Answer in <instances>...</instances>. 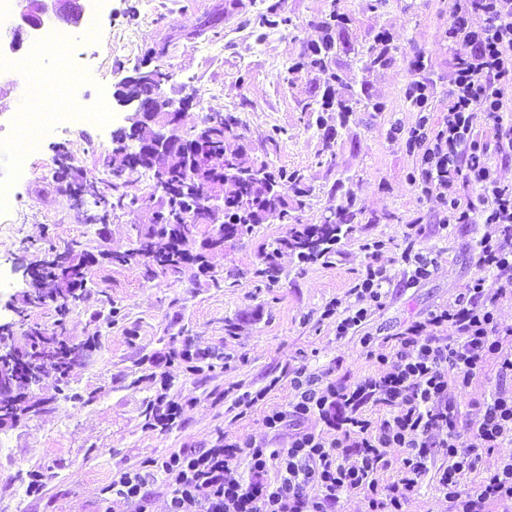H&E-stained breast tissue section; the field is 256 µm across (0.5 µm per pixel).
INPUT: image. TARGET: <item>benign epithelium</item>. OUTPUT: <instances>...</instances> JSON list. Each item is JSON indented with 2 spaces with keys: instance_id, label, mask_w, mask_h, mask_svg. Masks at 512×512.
<instances>
[{
  "instance_id": "1",
  "label": "benign epithelium",
  "mask_w": 512,
  "mask_h": 512,
  "mask_svg": "<svg viewBox=\"0 0 512 512\" xmlns=\"http://www.w3.org/2000/svg\"><path fill=\"white\" fill-rule=\"evenodd\" d=\"M19 12L12 19V48H22L24 36L30 31L42 26L43 20L56 15L62 18L63 23L69 27L80 25L85 13L84 0H18ZM161 80V69L148 61L134 68L131 75L124 77L113 93L116 106L126 111V122L137 124L150 130L148 136L136 140V146L126 142H115L112 155L122 159L133 155L140 159L167 158L172 154L185 157L203 153L204 141L196 139L187 141L180 132V119L183 109L188 104L186 100H175L166 94H161L157 102L145 106L141 111L135 112L129 108L127 89L132 84H157Z\"/></svg>"
}]
</instances>
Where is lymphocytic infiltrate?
<instances>
[{"label": "lymphocytic infiltrate", "instance_id": "obj_1", "mask_svg": "<svg viewBox=\"0 0 512 512\" xmlns=\"http://www.w3.org/2000/svg\"><path fill=\"white\" fill-rule=\"evenodd\" d=\"M456 19L445 32L459 46L448 90V118L434 135L413 131L408 139L420 156V173L411 185L418 199L437 197L447 224H494L498 237H484L477 276L453 301L431 310L424 320L397 334L391 352L379 355L384 374L355 387L341 381L320 383L318 375L295 377L296 396L288 407L266 418L271 429L291 426L287 447L224 442L212 448L178 450L158 473L121 472L112 493L130 512H151L147 486L163 482L166 512H338L343 494L362 492L367 512H402L404 502L429 474L432 449L448 459L438 471L439 491L450 512H488L493 503L512 501V459L461 491L458 476L473 469L476 443L512 442V349L492 309L512 294V184L498 171L512 158V0H457ZM495 127V144L479 139L477 113ZM477 195L462 200V188ZM388 277L368 267L353 293L361 306L342 318L336 330H358L368 305H380ZM498 367V384L471 428L472 442L456 430L455 396L464 395L486 361ZM385 409L379 420L367 406ZM405 449L402 476L382 487L376 480L388 462L385 451ZM319 485L309 500L305 489Z\"/></svg>", "mask_w": 512, "mask_h": 512}]
</instances>
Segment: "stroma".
<instances>
[{
    "label": "stroma",
    "instance_id": "1",
    "mask_svg": "<svg viewBox=\"0 0 512 512\" xmlns=\"http://www.w3.org/2000/svg\"><path fill=\"white\" fill-rule=\"evenodd\" d=\"M221 2L97 0L98 28L83 44L89 71L78 99L83 107L109 112L110 122L48 134L25 159L27 174L17 186L21 213L13 229L0 227V271L12 282L0 288V323H12L18 347L27 345L31 328L52 332L60 326L65 339L88 349L65 379L51 373L22 389L17 418L0 427V512H128L111 493L119 472L222 440L287 447L291 428L268 429L265 417L292 401L295 371L324 372L350 387L380 374L378 354L390 352L395 335L412 322L465 292L479 273L481 238L498 232L487 224L442 226L439 200H418L410 184L418 157L406 141L423 114L407 95L416 77L408 64L423 56L435 81L424 116L438 127L448 115L455 52L443 36L456 0H283L292 23L267 33L259 17L274 0H237L217 31L191 39ZM335 6L354 22L344 33L351 49L337 54L334 70L352 91L384 106L345 123L334 112L302 111V103L322 91L315 74L292 67L304 45L318 41L316 21ZM383 32L393 63L364 69L358 51ZM122 36L131 37L132 46L118 53L113 44ZM170 37L177 46L161 65L175 77L165 92L190 98L184 130L210 112L238 117L253 158L303 175L310 193L301 223L319 224L323 214L351 204L350 230L329 254L305 262L297 250L279 247L288 227L271 217L252 234L225 239L223 251L210 254L206 273L192 269L178 279L148 280L138 266L105 260V253L131 250L135 225L148 223L153 174L138 167L121 177L128 190L145 196L141 209L86 224L65 190L59 155L67 153L85 182L102 184L112 133L125 125L112 99L114 87L149 48ZM410 224L420 231L421 253L434 263L430 277L413 288L411 268L401 259L402 234ZM371 240L385 243L378 263L390 283L359 331L341 336L337 317L323 311L336 301L353 303L351 290L369 263L364 245ZM75 241L98 260L89 269L83 301L62 320L53 305L29 301L24 268L33 256L63 252ZM267 249L276 252L269 262L263 258ZM187 343L200 354L191 372L167 358ZM496 383V365L486 363L458 407L460 430L479 419ZM260 389L266 392L262 400L235 405L237 395ZM162 394L181 406L165 431L149 424L150 406ZM31 470L46 476L36 496L27 495L22 482Z\"/></svg>",
    "mask_w": 512,
    "mask_h": 512
}]
</instances>
